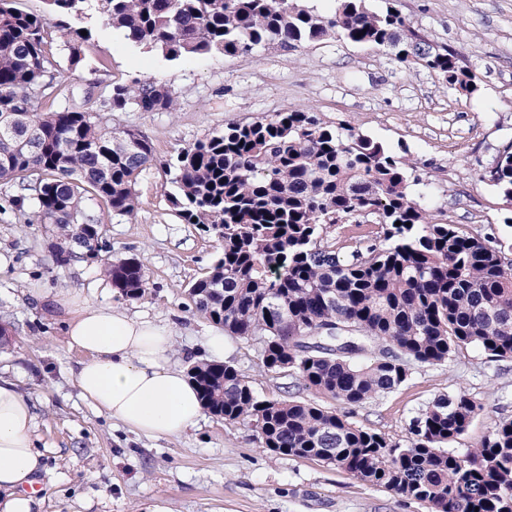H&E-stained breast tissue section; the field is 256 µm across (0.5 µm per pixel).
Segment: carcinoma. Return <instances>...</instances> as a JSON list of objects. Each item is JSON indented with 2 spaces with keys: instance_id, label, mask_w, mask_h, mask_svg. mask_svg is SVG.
Listing matches in <instances>:
<instances>
[{
  "instance_id": "1",
  "label": "carcinoma",
  "mask_w": 512,
  "mask_h": 512,
  "mask_svg": "<svg viewBox=\"0 0 512 512\" xmlns=\"http://www.w3.org/2000/svg\"><path fill=\"white\" fill-rule=\"evenodd\" d=\"M36 14L0 0V179L29 191L13 203L30 224H53L55 262L96 259L100 220L85 198L132 216L135 181L155 162L170 176L168 201L186 224L214 233L221 252L188 290L196 312L224 333L260 343L269 373L329 395L342 410L266 399L229 362L197 363L189 376L203 408L243 421L260 447L349 472L429 512H512V420L496 423L463 454L460 439L482 405L466 390L438 397L410 419L401 444L350 420L351 409L405 384L419 367L447 364L468 347L512 360V260L493 234L432 221L410 197L414 166L381 143L317 112L293 110L233 122L160 160L140 132L103 121L91 98L62 109L51 45L85 60L92 31L62 21L98 14L137 47L168 60L247 53L336 37L385 49L472 96L476 76L458 54L427 51L399 11L336 0L318 14L299 0H45ZM112 111L172 110V90L153 80L114 84ZM512 206V143L479 174ZM401 225H395V222ZM379 224L382 234L336 246L334 224ZM128 299L146 292L136 258L109 263Z\"/></svg>"
}]
</instances>
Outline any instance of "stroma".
Segmentation results:
<instances>
[{
    "label": "stroma",
    "instance_id": "1",
    "mask_svg": "<svg viewBox=\"0 0 512 512\" xmlns=\"http://www.w3.org/2000/svg\"><path fill=\"white\" fill-rule=\"evenodd\" d=\"M373 12L396 7L426 41L448 48L477 76L467 96L434 72L398 62L390 52L330 38L298 48L279 43L251 52L169 61L132 45L97 15L85 61L70 68L60 45L52 54L65 93L101 95L112 83L155 79L177 97L174 111L105 112L113 126L149 138L157 160L138 175L133 217L105 214L100 203L98 259L66 266L54 261L58 233L30 224L14 210L20 188L0 182V375L13 379L35 405L42 458L39 512H428L417 503L364 484L322 462L259 447L251 427L204 414L177 438L148 439L128 432L85 402L73 372L81 355L63 334L68 317L53 297L74 288L95 304L145 314L175 331V359L190 367L205 356L217 326L195 312L190 285L217 256L216 237L183 223L165 196L160 160L176 155L231 122L271 118L310 108L381 142L416 168L413 197L440 222L465 233L504 235L507 205L479 175L512 143V0H365ZM139 259L147 290L130 300L113 288L104 259ZM224 358L265 398H282L288 378L265 372L257 340L224 339ZM469 391L483 412L454 442L472 447L495 422L512 420V361H489L467 348L441 367H421L411 379L354 408L351 419L396 442L433 399Z\"/></svg>",
    "mask_w": 512,
    "mask_h": 512
}]
</instances>
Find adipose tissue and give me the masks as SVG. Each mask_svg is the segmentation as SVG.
Instances as JSON below:
<instances>
[{
  "label": "adipose tissue",
  "instance_id": "1",
  "mask_svg": "<svg viewBox=\"0 0 512 512\" xmlns=\"http://www.w3.org/2000/svg\"><path fill=\"white\" fill-rule=\"evenodd\" d=\"M56 301L70 315L64 342L84 352L74 372L80 396L129 432L173 437L195 426L203 407L174 359L170 325L92 304L75 289ZM37 414L16 382L0 376V512H33L29 488L42 469Z\"/></svg>",
  "mask_w": 512,
  "mask_h": 512
}]
</instances>
